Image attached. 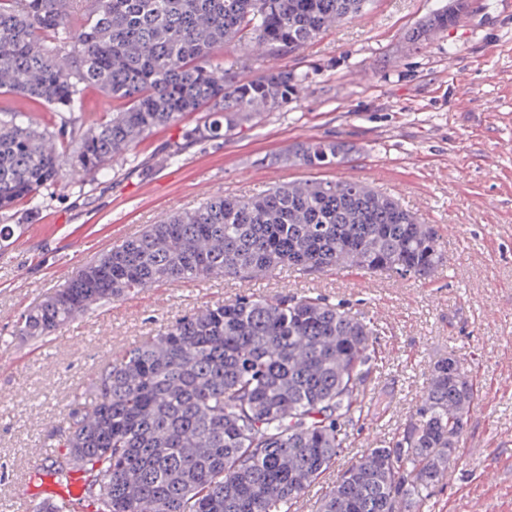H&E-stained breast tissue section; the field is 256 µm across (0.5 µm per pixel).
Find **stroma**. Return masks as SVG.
Here are the masks:
<instances>
[{"label": "stroma", "instance_id": "35a3bbf8", "mask_svg": "<svg viewBox=\"0 0 512 512\" xmlns=\"http://www.w3.org/2000/svg\"><path fill=\"white\" fill-rule=\"evenodd\" d=\"M446 0H371L279 66L304 73L299 97L226 139L182 146L195 112L156 129L108 174L42 192L0 216L21 230L0 252V512H34L21 477L47 465L79 394L112 355L175 319L242 294L322 295L378 323L369 409L349 427L333 471L291 512H317L361 453L401 432L430 367L448 354L490 381L512 377V0H468L448 29L405 35ZM320 137L354 144L320 169L277 154ZM363 181L434 225L446 265L418 281L360 270H288L251 280L163 284L95 307L61 335L22 338L17 316L94 257L216 195L255 196L306 179ZM153 193H146V186ZM72 337L61 345V336ZM454 471L409 512H512V390L476 405Z\"/></svg>", "mask_w": 512, "mask_h": 512}]
</instances>
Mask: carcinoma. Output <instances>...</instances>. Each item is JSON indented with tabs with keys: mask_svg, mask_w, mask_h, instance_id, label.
<instances>
[{
	"mask_svg": "<svg viewBox=\"0 0 512 512\" xmlns=\"http://www.w3.org/2000/svg\"><path fill=\"white\" fill-rule=\"evenodd\" d=\"M0 0V94L55 109L45 127L0 103V215L67 180L93 179L155 129L208 109L190 141L227 138L288 105L304 77L271 61L362 15L370 0ZM468 6L407 34L446 29ZM243 54L216 60L225 44ZM257 65L243 79L238 69ZM96 88L124 107L85 124ZM319 138L291 165L347 161ZM440 235L357 180L280 183L219 195L126 238L19 314V333L52 336L94 306L161 283L251 279L277 269H358L428 280ZM382 327L321 295H240L185 315L113 357L70 412L51 469L85 475L107 512H284L330 470L369 397ZM477 393L453 353L434 363L400 435L342 470L318 512H406L456 464Z\"/></svg>",
	"mask_w": 512,
	"mask_h": 512,
	"instance_id": "cac0c4a2",
	"label": "carcinoma"
}]
</instances>
